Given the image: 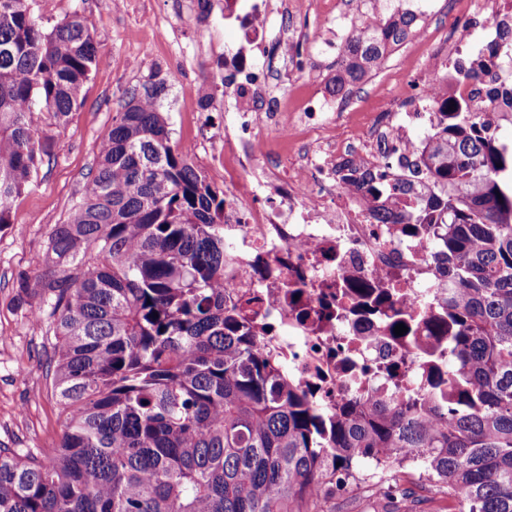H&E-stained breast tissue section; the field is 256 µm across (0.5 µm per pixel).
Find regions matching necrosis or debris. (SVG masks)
Here are the masks:
<instances>
[{"label":"necrosis or debris","mask_w":512,"mask_h":512,"mask_svg":"<svg viewBox=\"0 0 512 512\" xmlns=\"http://www.w3.org/2000/svg\"><path fill=\"white\" fill-rule=\"evenodd\" d=\"M305 0H225L224 15L236 21L244 42L224 49L228 96L239 107L224 128V232L237 256L226 278L233 297L252 295L259 303L249 315L261 343L287 360L291 376L322 407L336 409L382 391L394 394L407 379L422 377L420 353L435 339L420 330L414 339L390 335L395 311L420 312L445 299L438 289L431 248L404 224H377L367 190L336 177L350 163L358 175L385 171L389 182L413 179L425 142L418 126L434 130L448 87L459 96L504 111L503 91L512 77L497 52L469 47L466 27L474 21L496 30L512 26V0H414L421 23L415 42H435L425 66L413 72L403 95L387 100L382 112L362 126L349 122V99L314 93L297 109L275 92L268 69L256 67L248 45L261 41L273 13L294 15ZM380 16L378 0L368 9L355 0H336L322 17L323 56L341 59L350 39ZM286 80L309 72L313 53L292 29H279ZM480 67L478 81L463 79L459 68ZM270 128L272 138L259 136ZM294 152L282 163L272 140ZM392 289L380 315L356 311L360 283Z\"/></svg>","instance_id":"obj_1"}]
</instances>
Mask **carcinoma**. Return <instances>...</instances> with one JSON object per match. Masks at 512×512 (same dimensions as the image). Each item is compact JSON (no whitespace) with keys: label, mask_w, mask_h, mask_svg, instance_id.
I'll return each mask as SVG.
<instances>
[{"label":"carcinoma","mask_w":512,"mask_h":512,"mask_svg":"<svg viewBox=\"0 0 512 512\" xmlns=\"http://www.w3.org/2000/svg\"><path fill=\"white\" fill-rule=\"evenodd\" d=\"M33 2L0 0V230L100 60L84 16L47 29ZM417 28L396 11L352 39L331 92ZM164 89L129 93L39 271L13 282L15 306L49 320L63 435L36 453L0 447V512H336L338 485L372 479L362 459L418 464L448 512H512V151L496 143L497 113L445 100L425 182L374 209L440 260L448 299L391 323L441 337L425 352L433 376L330 412L257 339V298L225 304L224 192L172 141ZM384 484L399 512L410 491Z\"/></svg>","instance_id":"1"}]
</instances>
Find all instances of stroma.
Masks as SVG:
<instances>
[{"label":"stroma","mask_w":512,"mask_h":512,"mask_svg":"<svg viewBox=\"0 0 512 512\" xmlns=\"http://www.w3.org/2000/svg\"><path fill=\"white\" fill-rule=\"evenodd\" d=\"M34 12L53 25L76 12L89 21L102 65L85 83L82 104L55 130V158L13 206L12 224L0 231V446L37 451L56 442L59 406L46 381L50 354L47 322L30 320L13 302L18 272L34 271L50 232L79 199L94 168L98 144L122 111L127 93L158 77L167 90L160 109L173 141L200 142L192 161L216 188L224 186V44L239 40L224 18V0H35ZM428 56L423 45L367 77L351 121L363 125L385 100L402 93L411 71Z\"/></svg>","instance_id":"stroma-1"}]
</instances>
